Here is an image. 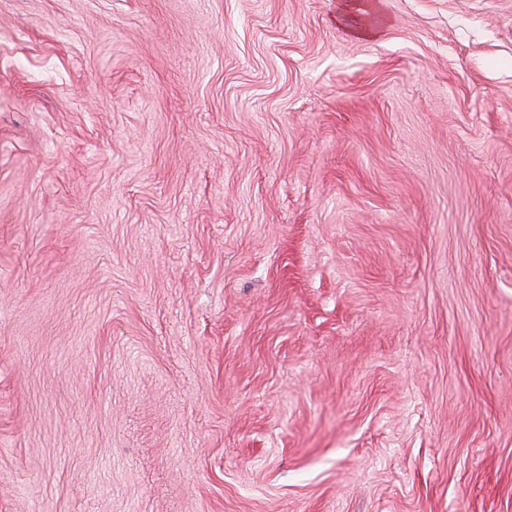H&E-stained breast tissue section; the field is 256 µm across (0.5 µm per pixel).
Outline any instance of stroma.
Segmentation results:
<instances>
[{"label":"stroma","instance_id":"obj_1","mask_svg":"<svg viewBox=\"0 0 512 512\" xmlns=\"http://www.w3.org/2000/svg\"><path fill=\"white\" fill-rule=\"evenodd\" d=\"M0 0V512H512V0ZM352 11L348 6V3L340 6L338 20L346 28V30L357 37L372 38L376 37L381 28L380 24L376 20H366L351 24ZM350 21V22H349ZM350 23V24H349ZM349 24V25H348Z\"/></svg>","mask_w":512,"mask_h":512}]
</instances>
